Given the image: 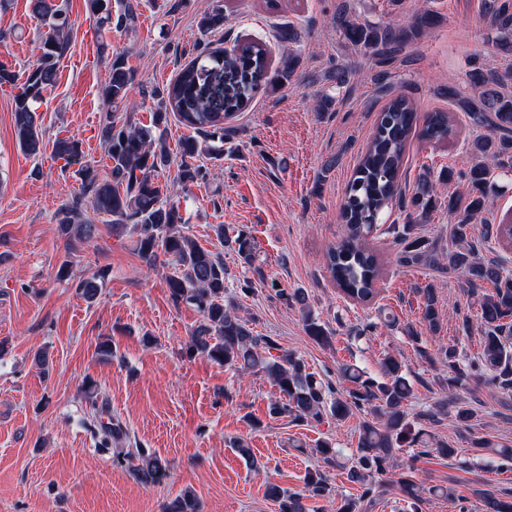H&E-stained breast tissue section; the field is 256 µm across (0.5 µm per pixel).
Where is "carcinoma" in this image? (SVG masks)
<instances>
[{"label":"carcinoma","mask_w":512,"mask_h":512,"mask_svg":"<svg viewBox=\"0 0 512 512\" xmlns=\"http://www.w3.org/2000/svg\"><path fill=\"white\" fill-rule=\"evenodd\" d=\"M31 3L48 31L40 42L34 64L24 76L0 66V87L10 85L18 89L13 95L16 138L23 150L35 154L43 140L35 104L55 85L60 58L69 49L73 32L65 10L56 0ZM88 8L98 23H112V0H88ZM481 12L493 32L496 53L505 60L512 58V0H481ZM439 23L438 15L427 9L416 11L407 21L377 26L358 22L345 4L336 11V30L346 44L379 67L374 81L377 90L389 99L378 114L371 139L346 186L339 212L342 233L327 250L326 267L349 300L372 301L381 268L369 238L383 211L395 205L404 215L403 224H394L390 229L398 247V264L403 268L425 267L464 280L479 311L473 317L462 315L461 330L466 336L475 330L480 332L481 351L477 356L462 354L456 342L443 345L432 354L413 328L408 326L404 332L416 344L422 359L448 367L445 395L435 404L436 411L453 410L455 420L467 428L473 410L459 392L469 389L471 384L481 385L498 401L512 404V270L500 259L481 257L470 235L471 225L486 210L494 188V171L512 173V66L501 70L474 68L469 74L470 93L453 86L445 89L448 102L484 135L473 142L475 158L466 169L457 171L450 166L439 172L437 180L424 176L411 192H406L400 184L401 168L413 137L432 144L446 143L453 129L448 113L428 112L421 117L405 95H391L390 74L385 66ZM222 25L224 13L220 9L204 13L199 21L204 32ZM301 64V57L295 54L282 58L275 71L277 86L287 85ZM268 69L265 49L244 41L229 50L199 52L167 86L161 100L175 111L178 121L206 140L217 141L215 145H204L187 137L179 142V186L186 188L204 179L203 170L192 159L201 154L216 160L224 157L223 143L232 138V130L224 126V121L245 109ZM134 78L125 56H112L105 99L114 105L125 101ZM166 120L167 113L155 112L151 125L137 126L129 119L106 114L100 133L112 165L103 177L94 167L82 163L78 139L71 135L55 138L53 154L63 161L61 171L66 173L77 164L82 181V195L57 211L58 231L69 240L93 239L98 225L86 216L90 209L95 215L112 219V233L136 236L138 256L148 266L153 267L159 257H166L170 266L166 286L172 303L176 307L191 306L202 316L189 337L187 355H201L243 373L267 375L279 392L278 399L268 406L269 417L320 424L327 416L338 423L345 421L356 411L371 416L359 424V457L347 474L348 480L359 486V497H343L336 504V512H359L360 504L370 505L379 495L381 484L377 478L387 473L396 450L410 440L417 441L407 411L411 385L402 362L390 354L384 355L380 380L353 365H342L341 379L352 387L339 396L331 383L309 370L302 357L283 350L274 337L260 335L250 320L235 313L234 300L226 295L229 272L224 256L202 247L181 230L184 220L179 207L168 201L169 187L159 180L160 172L171 160L166 141L157 134ZM438 181H463L466 191L451 192L441 199L436 192ZM439 208L448 212L450 237L454 241V249L448 252L443 236L417 231L418 225L428 223ZM213 231L239 265L265 280L257 264L253 238L242 231L231 235L222 224L215 225ZM481 235L486 241L512 239V224L485 221L481 224ZM103 277L100 273L81 280L77 285L79 295L89 303L94 302ZM419 294L422 322L436 336L442 330L436 286L429 283L419 289ZM287 301L300 308L304 331L311 340L324 347L332 344L335 331L313 314L305 291L294 290L287 295ZM90 427L103 446L126 434L117 419L105 424L96 416ZM424 453L451 459L457 450L438 440L425 442ZM112 463L130 469L145 486L160 484L169 474L168 461L146 448L119 453ZM392 485L405 495L410 510L419 512L424 498L417 485L403 475L393 478ZM266 495L277 504L278 512H307L304 499L328 496L329 486L326 477L315 470L305 475L303 491L269 484ZM480 498L482 512H512V490L505 493L486 489ZM162 512H201V507L194 494L185 491L166 502Z\"/></svg>","instance_id":"obj_1"}]
</instances>
